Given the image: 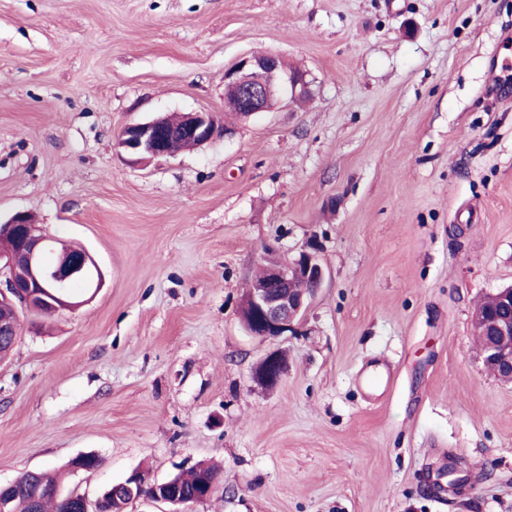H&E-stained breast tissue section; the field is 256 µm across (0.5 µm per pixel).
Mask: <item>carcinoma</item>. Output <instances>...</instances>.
<instances>
[{
  "instance_id": "1",
  "label": "carcinoma",
  "mask_w": 512,
  "mask_h": 512,
  "mask_svg": "<svg viewBox=\"0 0 512 512\" xmlns=\"http://www.w3.org/2000/svg\"><path fill=\"white\" fill-rule=\"evenodd\" d=\"M219 478L217 470L205 463L174 475L172 485L182 493H191L207 482ZM56 478L49 470L38 471L24 486L3 491L0 497L10 501L8 512H120L131 495H138L146 488L133 485L131 489L121 487L115 494H106L96 500L93 510H88L85 498L80 494L69 495L68 502L55 497Z\"/></svg>"
}]
</instances>
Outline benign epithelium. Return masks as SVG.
<instances>
[{
    "mask_svg": "<svg viewBox=\"0 0 512 512\" xmlns=\"http://www.w3.org/2000/svg\"><path fill=\"white\" fill-rule=\"evenodd\" d=\"M224 93L234 97L237 115L251 117L270 112L285 94L294 100L311 97L310 82L303 71L291 72L272 54L255 53L239 58L224 70ZM230 134L223 117L213 112L181 113L173 121L162 116L123 128L117 146L138 160L172 155L169 141L181 138L189 149L198 148ZM0 234L21 241L18 248L0 247V306L16 309L20 305L34 312L46 306L55 310L78 306L73 284L101 288L103 273L90 251L74 252L66 245H55L26 212H16L0 223ZM325 271L316 253L304 250L291 262L273 263L260 278L252 279L243 294L241 320L246 332L263 340L274 339L294 329L308 301L321 287ZM303 286L296 287L297 282ZM499 307L494 320L476 324L485 346L486 368L505 380H512V289L493 294ZM285 359L274 351L260 363L257 378L266 385L279 382ZM211 482L205 491L189 499L142 494L152 504L171 506L169 512H183L190 503L206 501L215 490Z\"/></svg>",
    "mask_w": 512,
    "mask_h": 512,
    "instance_id": "obj_1",
    "label": "benign epithelium"
}]
</instances>
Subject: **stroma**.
Here are the masks:
<instances>
[{"instance_id": "obj_1", "label": "stroma", "mask_w": 512, "mask_h": 512, "mask_svg": "<svg viewBox=\"0 0 512 512\" xmlns=\"http://www.w3.org/2000/svg\"><path fill=\"white\" fill-rule=\"evenodd\" d=\"M256 52L310 101L228 112L224 71ZM510 63L512 0H0V215L106 278L75 311L18 309L0 483L52 465L93 501L202 462L218 483L186 512H512V383L472 321L512 286ZM202 110L234 133L142 163L116 146ZM312 243L327 278L301 322L249 336L248 282ZM285 359L282 354L274 351L268 354L260 363L257 378L266 385L279 382L285 371Z\"/></svg>"}]
</instances>
